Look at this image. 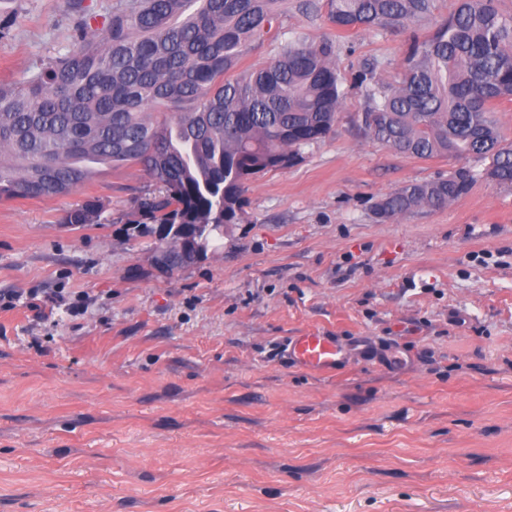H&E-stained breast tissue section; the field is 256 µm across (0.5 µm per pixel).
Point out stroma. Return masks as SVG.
I'll list each match as a JSON object with an SVG mask.
<instances>
[{
  "label": "stroma",
  "mask_w": 512,
  "mask_h": 512,
  "mask_svg": "<svg viewBox=\"0 0 512 512\" xmlns=\"http://www.w3.org/2000/svg\"><path fill=\"white\" fill-rule=\"evenodd\" d=\"M299 2L278 32L336 41L348 97L199 262L162 273L121 223L150 183L137 165L0 200V512H512V188L479 176L376 221L455 162L364 132L355 74L371 57L392 78L403 38ZM5 17L0 83L64 53L67 0H0ZM92 197L108 223H64ZM309 330L346 365L288 361Z\"/></svg>",
  "instance_id": "obj_1"
}]
</instances>
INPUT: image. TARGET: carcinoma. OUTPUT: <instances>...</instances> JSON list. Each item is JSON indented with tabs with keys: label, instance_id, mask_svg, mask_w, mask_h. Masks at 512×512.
I'll list each match as a JSON object with an SVG mask.
<instances>
[{
	"label": "carcinoma",
	"instance_id": "carcinoma-1",
	"mask_svg": "<svg viewBox=\"0 0 512 512\" xmlns=\"http://www.w3.org/2000/svg\"><path fill=\"white\" fill-rule=\"evenodd\" d=\"M282 0H116L102 27L84 0L67 51L20 84L0 83V199L67 195L96 166L136 164L155 185L118 218L136 236L198 234L204 249L242 217L257 174L283 170L326 138L344 101L338 47L327 36L293 32L275 43ZM435 0H305L339 31L408 35L399 79L362 62L363 128L374 141L419 159L461 165L406 184L374 205L381 222L442 209L482 175L512 187V143L494 118L512 101V16L497 0H455L428 35L413 31ZM274 43L264 65L240 70L250 51ZM103 204L88 199L65 224H98Z\"/></svg>",
	"mask_w": 512,
	"mask_h": 512
}]
</instances>
